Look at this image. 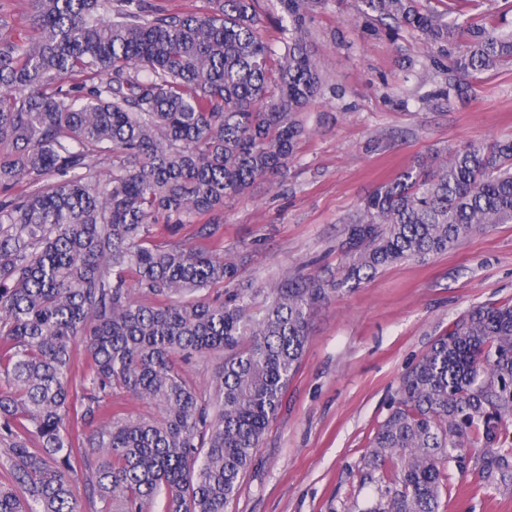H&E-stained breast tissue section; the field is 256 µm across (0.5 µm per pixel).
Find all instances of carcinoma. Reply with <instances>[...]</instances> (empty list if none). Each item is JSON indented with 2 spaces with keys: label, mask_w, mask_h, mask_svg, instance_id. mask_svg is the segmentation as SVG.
I'll return each instance as SVG.
<instances>
[{
  "label": "carcinoma",
  "mask_w": 512,
  "mask_h": 512,
  "mask_svg": "<svg viewBox=\"0 0 512 512\" xmlns=\"http://www.w3.org/2000/svg\"><path fill=\"white\" fill-rule=\"evenodd\" d=\"M28 0L0 5V512H226L302 357L313 309L381 269L512 224V140L470 141L378 185L343 228L345 263L251 288L214 252L224 203L287 168L324 91L307 21L327 0ZM448 21L419 0H359L448 57L439 95L512 61L506 14ZM112 158L104 179L94 162ZM30 190L9 194L19 181ZM203 221L191 243L163 235ZM218 285L224 300L210 297ZM86 360L74 375V350ZM224 354L209 397L177 359ZM121 389L157 419L106 413ZM512 302L468 309L404 374L363 456V512H442L450 479L512 486ZM37 443L38 450L30 448Z\"/></svg>",
  "instance_id": "carcinoma-1"
}]
</instances>
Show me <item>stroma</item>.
Here are the masks:
<instances>
[{
    "label": "stroma",
    "mask_w": 512,
    "mask_h": 512,
    "mask_svg": "<svg viewBox=\"0 0 512 512\" xmlns=\"http://www.w3.org/2000/svg\"><path fill=\"white\" fill-rule=\"evenodd\" d=\"M335 93L303 112L307 133L284 173L224 206L221 257L240 281L267 287L289 271L334 272L344 224L401 170L471 140L512 137V63L478 74L469 91L423 106L444 87L421 37L372 33L358 0H328L307 23ZM512 301V224L424 261L381 270L314 309L299 368L254 451L227 512H347L376 486L361 458L400 380L470 307ZM447 512H512V487L451 481Z\"/></svg>",
    "instance_id": "stroma-1"
}]
</instances>
